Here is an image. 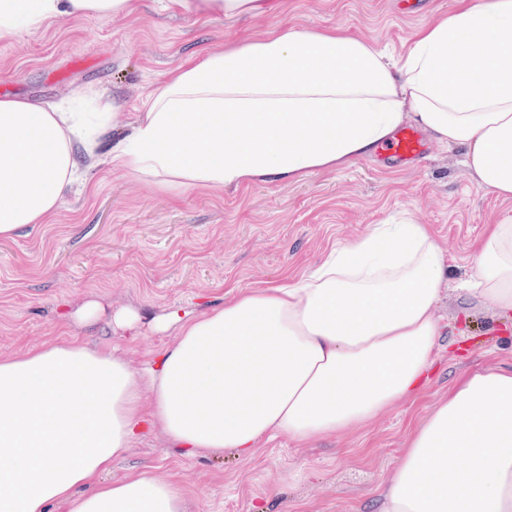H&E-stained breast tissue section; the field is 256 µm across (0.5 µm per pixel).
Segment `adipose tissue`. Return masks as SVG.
<instances>
[{"label":"adipose tissue","mask_w":512,"mask_h":512,"mask_svg":"<svg viewBox=\"0 0 512 512\" xmlns=\"http://www.w3.org/2000/svg\"><path fill=\"white\" fill-rule=\"evenodd\" d=\"M235 17L263 0H167ZM137 0H0V40L60 15H129ZM462 148L512 200V0H478L395 58L336 30L282 29L172 70L129 134L100 154L107 113L0 98V238L41 224L101 162L184 193L294 182L370 155L406 122ZM466 292L512 315V217L473 246ZM450 266L409 212L312 270L164 316L170 345L139 372L73 336L0 355V512H187L150 468L113 478L137 434L192 456L250 459L368 423L428 382ZM375 512H512V369L474 368L409 433Z\"/></svg>","instance_id":"ef3b65f1"}]
</instances>
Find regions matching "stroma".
Instances as JSON below:
<instances>
[{
	"label": "stroma",
	"instance_id": "1",
	"mask_svg": "<svg viewBox=\"0 0 512 512\" xmlns=\"http://www.w3.org/2000/svg\"><path fill=\"white\" fill-rule=\"evenodd\" d=\"M271 2V11L219 20L171 14L163 0H139L128 16H59L0 42V97L60 103L80 96L88 105L103 98L113 105L117 138L188 57L277 28H338L401 54L456 0ZM403 211L428 225L447 252L451 274L437 313L444 333L459 332L463 346L457 352L440 342L420 399L343 436L301 446L274 438L250 460L229 451L189 457L144 434L112 465L116 478L150 465L185 495L189 512H373L375 491L399 463L409 430L449 388L471 368L512 367V328L489 302L458 290L471 273L473 242L486 224L512 216V200L478 185L459 148L430 140L409 166L375 154L293 183L181 195L98 166L90 186L68 195L45 223L0 239V353L86 336L144 369L173 339L161 316L218 308L228 289L314 267L332 246ZM90 299L103 306L101 317L76 323L72 311ZM121 310L135 315L132 328L114 325Z\"/></svg>",
	"mask_w": 512,
	"mask_h": 512
}]
</instances>
